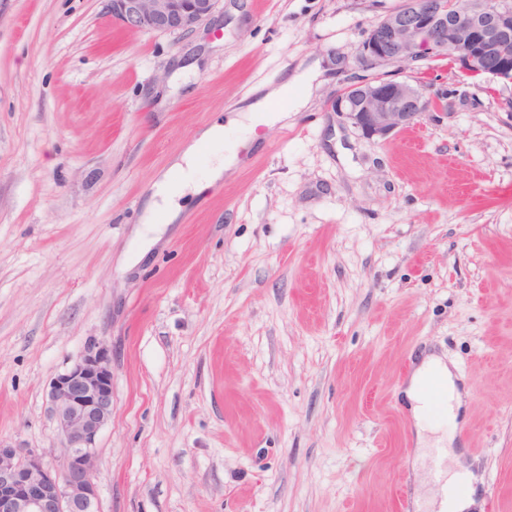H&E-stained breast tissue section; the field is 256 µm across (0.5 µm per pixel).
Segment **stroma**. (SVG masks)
<instances>
[{"label":"stroma","mask_w":512,"mask_h":512,"mask_svg":"<svg viewBox=\"0 0 512 512\" xmlns=\"http://www.w3.org/2000/svg\"><path fill=\"white\" fill-rule=\"evenodd\" d=\"M399 4L219 0L182 35L0 0V442L62 469L48 384L102 341L101 512H419L442 463L401 391L434 353L468 396L423 422L512 512V85L433 62L434 107L363 137L336 99ZM325 57L287 123L241 121ZM216 121L237 164L141 254L154 183Z\"/></svg>","instance_id":"1"}]
</instances>
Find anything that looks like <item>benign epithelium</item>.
<instances>
[{
	"label": "benign epithelium",
	"mask_w": 512,
	"mask_h": 512,
	"mask_svg": "<svg viewBox=\"0 0 512 512\" xmlns=\"http://www.w3.org/2000/svg\"><path fill=\"white\" fill-rule=\"evenodd\" d=\"M122 27L188 34L218 0H107ZM452 58L465 74L512 84V0H402L365 34L357 62L366 69L395 64L349 85L336 111L367 139H385L428 112L423 92L400 78L421 62ZM47 400L65 466L42 454L0 443V512H100L97 441L112 418V355L93 343L49 382Z\"/></svg>",
	"instance_id": "benign-epithelium-1"
}]
</instances>
